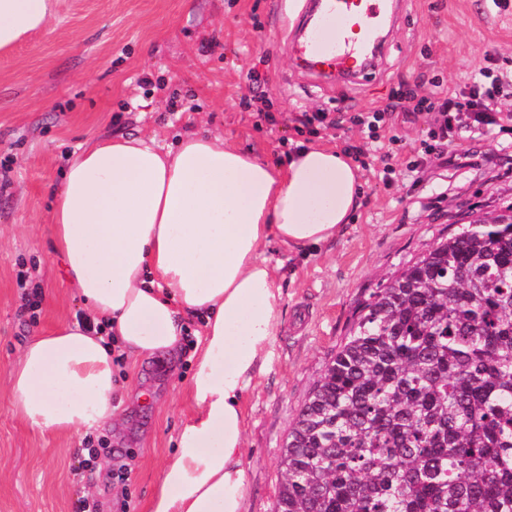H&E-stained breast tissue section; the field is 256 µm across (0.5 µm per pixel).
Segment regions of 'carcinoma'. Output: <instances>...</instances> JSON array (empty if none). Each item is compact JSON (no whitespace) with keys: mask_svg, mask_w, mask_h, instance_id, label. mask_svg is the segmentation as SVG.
<instances>
[{"mask_svg":"<svg viewBox=\"0 0 512 512\" xmlns=\"http://www.w3.org/2000/svg\"><path fill=\"white\" fill-rule=\"evenodd\" d=\"M280 466L274 512H512V206L358 304Z\"/></svg>","mask_w":512,"mask_h":512,"instance_id":"carcinoma-1","label":"carcinoma"}]
</instances>
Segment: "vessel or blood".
Here are the masks:
<instances>
[{
    "label": "vessel or blood",
    "mask_w": 512,
    "mask_h": 512,
    "mask_svg": "<svg viewBox=\"0 0 512 512\" xmlns=\"http://www.w3.org/2000/svg\"><path fill=\"white\" fill-rule=\"evenodd\" d=\"M311 18L290 48L306 67L353 81L372 68L378 23L389 0H314Z\"/></svg>",
    "instance_id": "vessel-or-blood-1"
}]
</instances>
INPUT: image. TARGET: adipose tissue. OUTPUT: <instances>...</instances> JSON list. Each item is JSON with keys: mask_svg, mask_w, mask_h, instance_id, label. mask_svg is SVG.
I'll list each match as a JSON object with an SVG mask.
<instances>
[{"mask_svg": "<svg viewBox=\"0 0 512 512\" xmlns=\"http://www.w3.org/2000/svg\"><path fill=\"white\" fill-rule=\"evenodd\" d=\"M57 0H0V53L44 29ZM364 175L342 150L305 145L274 164L192 132L93 138L70 156L50 212L52 249L93 332L63 325L27 342L9 377L15 411L43 433L115 423V350L177 351L203 325L187 394L193 411L147 512H242L243 398L270 359L281 286L271 243L308 251L360 207Z\"/></svg>", "mask_w": 512, "mask_h": 512, "instance_id": "1", "label": "adipose tissue"}]
</instances>
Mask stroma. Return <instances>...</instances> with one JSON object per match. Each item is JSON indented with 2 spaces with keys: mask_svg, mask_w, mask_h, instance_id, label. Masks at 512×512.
Masks as SVG:
<instances>
[{
  "mask_svg": "<svg viewBox=\"0 0 512 512\" xmlns=\"http://www.w3.org/2000/svg\"><path fill=\"white\" fill-rule=\"evenodd\" d=\"M302 7L277 0H59L47 29L0 55V512H146L148 497L191 412L186 387L199 325L177 357L120 362L129 384L115 399L125 423L107 432L95 462L86 440L42 433L12 406L9 369L30 337L75 321L81 303L51 249L53 189L69 156L94 137L127 134L175 144L204 130L272 161L301 137L304 113L324 112L311 143L342 149L369 140L355 116L396 91L462 88L478 69L512 74V6L492 0H400L375 71L329 82L300 68L288 29ZM156 83L140 84L143 74ZM264 94L272 121L252 102ZM433 112H391L378 144L395 157L355 159L367 184L342 235L306 254L271 244L282 325L245 396L243 512H272L283 441L346 333L360 299L439 236L512 204V127L456 129L432 153ZM41 286L36 319L20 312L19 268Z\"/></svg>",
  "mask_w": 512,
  "mask_h": 512,
  "instance_id": "1",
  "label": "stroma"
}]
</instances>
